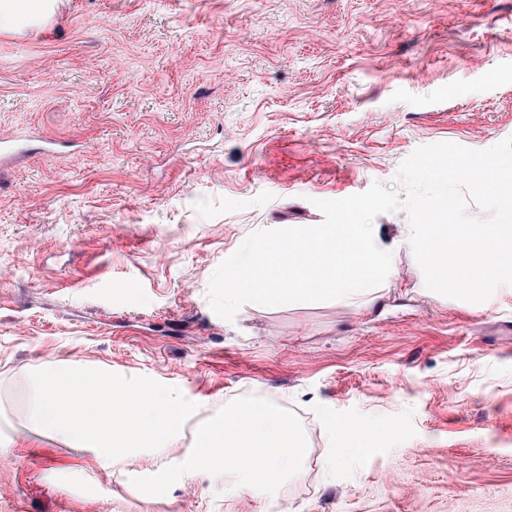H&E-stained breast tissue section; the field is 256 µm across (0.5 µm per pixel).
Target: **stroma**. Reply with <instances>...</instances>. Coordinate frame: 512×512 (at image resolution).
Wrapping results in <instances>:
<instances>
[{
	"instance_id": "stroma-1",
	"label": "stroma",
	"mask_w": 512,
	"mask_h": 512,
	"mask_svg": "<svg viewBox=\"0 0 512 512\" xmlns=\"http://www.w3.org/2000/svg\"><path fill=\"white\" fill-rule=\"evenodd\" d=\"M31 133L59 147L0 167V432L33 366L72 360L196 421L298 407L313 462L255 498L179 480L189 428L116 477L31 435L0 456V512H512V285L427 289L399 210L373 222L395 275L369 307L228 321L207 297L252 233L321 224L419 147L512 137V0H62L0 26V138ZM342 424L367 449L329 469Z\"/></svg>"
}]
</instances>
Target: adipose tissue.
Returning <instances> with one entry per match:
<instances>
[{
	"mask_svg": "<svg viewBox=\"0 0 512 512\" xmlns=\"http://www.w3.org/2000/svg\"><path fill=\"white\" fill-rule=\"evenodd\" d=\"M189 425L195 447L177 468L184 481L206 467L233 487L264 493L295 474L306 455L287 421L265 405H239L218 437L211 422L190 423L167 392L133 394L111 372L65 360L37 367L23 427L116 472L127 460L161 457Z\"/></svg>",
	"mask_w": 512,
	"mask_h": 512,
	"instance_id": "ef3b65f1",
	"label": "adipose tissue"
}]
</instances>
